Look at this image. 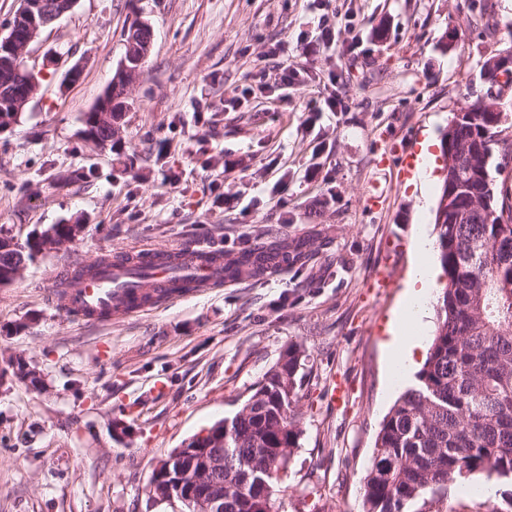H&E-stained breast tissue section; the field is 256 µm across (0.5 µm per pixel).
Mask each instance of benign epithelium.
<instances>
[{
    "mask_svg": "<svg viewBox=\"0 0 512 512\" xmlns=\"http://www.w3.org/2000/svg\"><path fill=\"white\" fill-rule=\"evenodd\" d=\"M76 0H66V5L57 10L46 5V0H20V8L10 23L6 34L0 33V63L4 86L12 87V96L0 110L16 112L32 99L36 91L35 80L20 83L12 81L8 72L10 62L25 54L41 27L57 21L71 11ZM151 30L148 21L137 18L133 22L130 36L125 42L126 55L117 70L114 81L101 96L96 108L94 121L114 126L112 119L113 96L119 90H127L139 77L138 70L128 66L127 61L141 54L137 45L140 34ZM484 72L489 74L487 82L505 87L512 84V53H499L486 64ZM224 438V423L217 424L197 437L186 441L170 453L169 465L157 473L150 486L149 494L155 502L181 503L188 512H224V455L214 453L207 447V440ZM190 457L193 469L185 473L182 467L171 468V464Z\"/></svg>",
    "mask_w": 512,
    "mask_h": 512,
    "instance_id": "1",
    "label": "benign epithelium"
}]
</instances>
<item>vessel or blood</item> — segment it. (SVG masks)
Listing matches in <instances>:
<instances>
[{"instance_id": "vessel-or-blood-1", "label": "vessel or blood", "mask_w": 512, "mask_h": 512, "mask_svg": "<svg viewBox=\"0 0 512 512\" xmlns=\"http://www.w3.org/2000/svg\"><path fill=\"white\" fill-rule=\"evenodd\" d=\"M170 254L182 271L195 279L197 287L223 283L222 255L200 244L179 246ZM102 264V274L54 289L52 302L63 312L98 321L143 310L149 298L167 293L170 286V270L152 250L106 256Z\"/></svg>"}]
</instances>
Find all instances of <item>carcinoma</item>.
Segmentation results:
<instances>
[{
	"instance_id": "1",
	"label": "carcinoma",
	"mask_w": 512,
	"mask_h": 512,
	"mask_svg": "<svg viewBox=\"0 0 512 512\" xmlns=\"http://www.w3.org/2000/svg\"><path fill=\"white\" fill-rule=\"evenodd\" d=\"M495 112L451 118L450 163L468 170L453 186L452 212L437 211V251L443 270L436 329L426 360L384 417L364 481L366 512H440L457 485L480 474L512 481V193L496 187L489 160L512 139ZM508 220L501 222L503 209ZM40 243L0 252V270L26 266ZM307 257L293 248L260 242L224 260V275L260 274L282 262ZM301 351L290 347L269 369L224 426L226 512H255L254 485L244 471L276 475L290 461L301 434L296 407Z\"/></svg>"
}]
</instances>
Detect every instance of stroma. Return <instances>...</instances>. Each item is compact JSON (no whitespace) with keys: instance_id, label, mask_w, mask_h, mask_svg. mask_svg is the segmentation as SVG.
<instances>
[{"instance_id":"1","label":"stroma","mask_w":512,"mask_h":512,"mask_svg":"<svg viewBox=\"0 0 512 512\" xmlns=\"http://www.w3.org/2000/svg\"><path fill=\"white\" fill-rule=\"evenodd\" d=\"M137 16L150 57L118 134L92 144L83 116ZM508 49L506 0H77L45 29L25 58L39 91L0 134V229H85L0 286V512H176L150 498L153 469L232 418L291 347L301 436L277 512H364L398 397L387 324L414 235L437 236L443 185L419 192L405 161L486 91L484 61ZM284 60L299 71L288 92L253 81ZM275 238L307 241L306 263L107 323L49 302L71 263L192 244L233 257ZM381 266L392 280L374 294Z\"/></svg>"}]
</instances>
